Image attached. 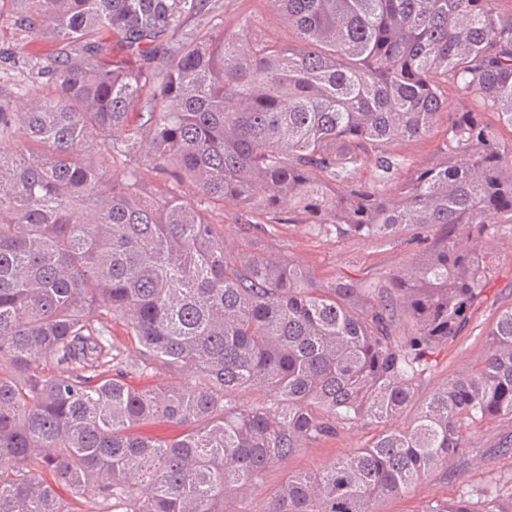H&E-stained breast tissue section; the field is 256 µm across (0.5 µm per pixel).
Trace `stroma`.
Listing matches in <instances>:
<instances>
[{
	"mask_svg": "<svg viewBox=\"0 0 512 512\" xmlns=\"http://www.w3.org/2000/svg\"><path fill=\"white\" fill-rule=\"evenodd\" d=\"M222 2L226 33L237 32L240 20L249 16L254 19V31L259 36L281 43L295 37L293 30L271 12L267 0ZM7 27V21L0 20V93L5 95L14 92L26 79L25 73L14 67V59L23 56L46 61L59 52L56 43L36 37L23 42H8ZM445 137L446 127L441 124L425 137L396 143L393 150L403 158L404 172H412L433 161ZM208 214L217 234L224 240L225 249L243 253L257 251L295 260L308 270L313 282L319 286L339 275L360 284L382 282L390 273L407 265L418 252L417 244L407 234L366 239L337 235L326 225L271 224L265 232L252 236L245 234L241 215L232 204L209 203ZM489 262L492 277L472 306L468 328L449 342L436 365L422 378L418 387L419 397H427L461 368L480 364L486 354V329L502 309L512 306V229H500L493 237L489 246ZM109 330L123 358V378L127 383L136 387H156L179 382V374L164 367L142 369L140 347L129 335L122 319L110 318ZM504 431V426L498 421L474 426L468 460L429 471L421 488L380 499L374 505L375 512H419L424 497L446 499L462 488L475 494L488 482L504 484L511 481L512 447L499 445ZM371 436L368 429H343L334 437L300 449L287 461L269 470L265 491L277 488L288 473L315 472L330 465L354 449L363 447Z\"/></svg>",
	"mask_w": 512,
	"mask_h": 512,
	"instance_id": "stroma-1",
	"label": "stroma"
}]
</instances>
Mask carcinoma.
Instances as JSON below:
<instances>
[{
    "mask_svg": "<svg viewBox=\"0 0 512 512\" xmlns=\"http://www.w3.org/2000/svg\"><path fill=\"white\" fill-rule=\"evenodd\" d=\"M267 2L296 42L250 17L227 35L220 9L187 30L200 0H0L16 40L70 48L22 61L28 83L0 99V512H70L64 494L90 489L108 512H236L228 499L270 468L359 426L376 430L367 447L288 475L262 512H374L465 455L470 426L512 420V307L478 367L415 394L488 283L482 243L512 224V140L485 120L512 128V10ZM109 36L120 52L103 51ZM449 85L461 112L444 111ZM443 119L439 160L400 176L391 146ZM215 198L261 224L435 234L384 286L318 287L290 259L226 250ZM105 315L183 381L110 373ZM47 358L58 375L39 371ZM154 420L183 431L137 433ZM35 459L53 481L29 474ZM418 512H512V492L490 483Z\"/></svg>",
    "mask_w": 512,
    "mask_h": 512,
    "instance_id": "1",
    "label": "carcinoma"
}]
</instances>
